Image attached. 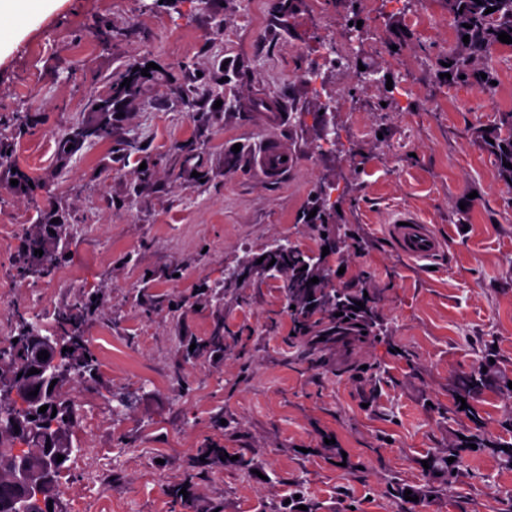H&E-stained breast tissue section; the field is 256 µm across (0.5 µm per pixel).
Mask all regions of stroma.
I'll return each instance as SVG.
<instances>
[{"label": "stroma", "instance_id": "1", "mask_svg": "<svg viewBox=\"0 0 512 512\" xmlns=\"http://www.w3.org/2000/svg\"><path fill=\"white\" fill-rule=\"evenodd\" d=\"M32 3L0 20V139L14 146L0 168V340L23 316L60 335V311L90 306L99 369L65 386L91 421L73 427L66 512H193L168 487L211 440L262 462L257 476H195L213 512H278L295 492L317 512H401L392 484L424 486L423 460L477 431L483 447L422 512H512V468L492 452L512 443V184L476 136L512 112V46L474 60L494 74L484 91L443 77L447 0ZM333 21L345 45L328 41ZM132 68L145 75L122 113L85 111ZM81 121L111 139L60 160ZM273 139L292 161L269 179L253 157ZM403 209L444 238L433 261L398 252L388 226ZM55 218L69 234L47 247L78 282L18 277L27 236ZM274 242L374 294V335L310 368L282 274L224 284ZM220 287L230 347L184 361L178 339L209 334ZM479 365L488 383L460 408L454 383Z\"/></svg>", "mask_w": 512, "mask_h": 512}]
</instances>
